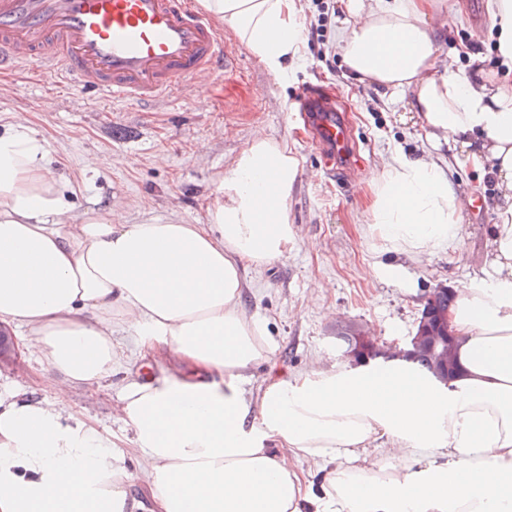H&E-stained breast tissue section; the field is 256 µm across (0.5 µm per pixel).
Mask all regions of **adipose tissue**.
Masks as SVG:
<instances>
[{
  "label": "adipose tissue",
  "mask_w": 512,
  "mask_h": 512,
  "mask_svg": "<svg viewBox=\"0 0 512 512\" xmlns=\"http://www.w3.org/2000/svg\"><path fill=\"white\" fill-rule=\"evenodd\" d=\"M280 81L304 40L300 0H196ZM333 52L353 81L408 99L428 147L371 169L358 219L383 256L465 246L468 204L443 149L494 183L491 269L461 288L451 323L460 375L405 362L271 369L275 346L243 308L241 270L297 241L299 175L287 144L254 137L217 178L202 224L131 222L118 207L75 212L84 181L59 173L23 120L0 127V322L61 390L111 380L122 329L143 356L188 376L139 379L118 409L129 447L93 422L19 392L0 399V512H139L127 456L145 463L150 512H512V77L438 53L459 0H339ZM488 37L512 68V0H490ZM324 475L312 486L295 465Z\"/></svg>",
  "instance_id": "obj_1"
}]
</instances>
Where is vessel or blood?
Instances as JSON below:
<instances>
[{"mask_svg":"<svg viewBox=\"0 0 512 512\" xmlns=\"http://www.w3.org/2000/svg\"><path fill=\"white\" fill-rule=\"evenodd\" d=\"M26 66L80 96L154 102L205 90L237 60L186 0H0V70ZM313 129L322 149L346 154L350 130L331 109Z\"/></svg>","mask_w":512,"mask_h":512,"instance_id":"1","label":"vessel or blood"}]
</instances>
